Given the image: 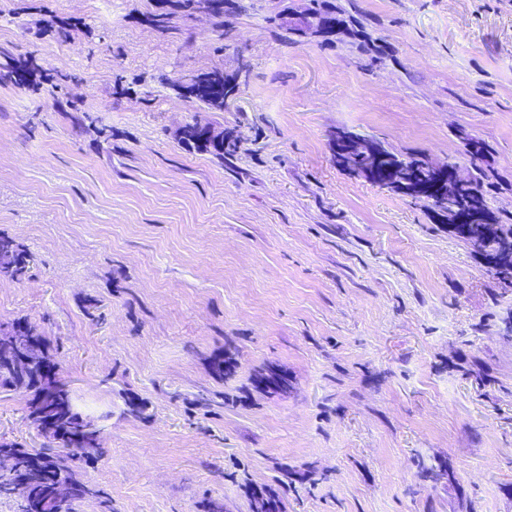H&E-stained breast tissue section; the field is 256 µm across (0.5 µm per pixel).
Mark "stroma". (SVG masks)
I'll return each instance as SVG.
<instances>
[{
  "label": "stroma",
  "instance_id": "1",
  "mask_svg": "<svg viewBox=\"0 0 512 512\" xmlns=\"http://www.w3.org/2000/svg\"><path fill=\"white\" fill-rule=\"evenodd\" d=\"M252 3L162 34L160 0H0V235L33 257L0 324L36 327L100 431L111 505L76 512H512V278L332 141L465 175L483 142L512 224V0H335L357 29L298 45L267 18L301 0ZM243 59L224 110L181 94ZM26 401L0 388V441L46 447ZM352 144L347 134L344 131H336L335 151L336 156L343 165H348L353 153H357L356 159L361 164L363 176L367 179L374 181L376 179V169L379 162L382 160L378 153L380 149L377 140L367 137L353 138Z\"/></svg>",
  "mask_w": 512,
  "mask_h": 512
}]
</instances>
